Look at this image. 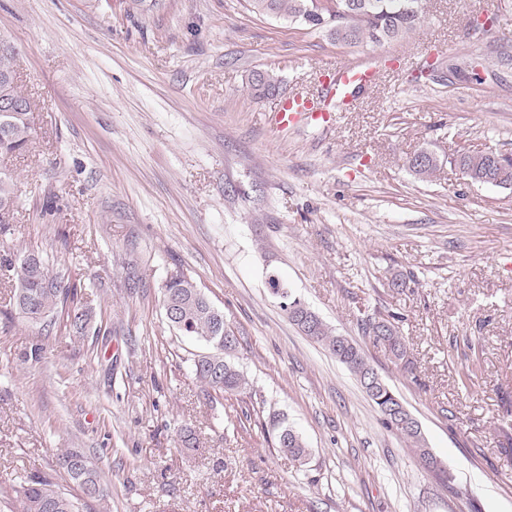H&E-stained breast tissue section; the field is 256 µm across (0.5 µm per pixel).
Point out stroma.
<instances>
[{
    "label": "stroma",
    "mask_w": 512,
    "mask_h": 512,
    "mask_svg": "<svg viewBox=\"0 0 512 512\" xmlns=\"http://www.w3.org/2000/svg\"><path fill=\"white\" fill-rule=\"evenodd\" d=\"M425 10L404 39L350 48L244 0H0L34 108L27 149L0 159L16 196L0 245L42 253L95 313L83 337L41 331L0 263V512L66 448L108 483L84 512H512V189L450 163L512 152V0ZM368 57L388 72L330 130L272 132L281 97ZM457 60L471 70L449 73ZM256 70L277 95H254ZM423 150L438 159L426 180L406 165ZM176 273L238 336L246 392L204 394V344L164 315ZM273 274L361 343L452 482L289 320ZM392 314L409 371L362 333ZM275 418L306 464L278 452ZM281 79L269 71H253L250 85L258 95L269 96L278 93Z\"/></svg>",
    "instance_id": "35a3bbf8"
}]
</instances>
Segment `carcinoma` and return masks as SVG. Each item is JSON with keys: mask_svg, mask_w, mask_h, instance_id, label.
<instances>
[{"mask_svg": "<svg viewBox=\"0 0 512 512\" xmlns=\"http://www.w3.org/2000/svg\"><path fill=\"white\" fill-rule=\"evenodd\" d=\"M246 9L261 17L285 19L292 23L323 32L334 41L349 47H360L367 42L380 43L402 38L416 30L425 21L424 0H341L344 10L334 12L323 20L315 13V0H244ZM16 50L0 42V100L19 99L26 111L18 112L11 122H0V157L22 151L32 134V103L16 84L4 80L7 73L15 71ZM281 79L269 71H254L250 85L263 96L278 93ZM425 159L415 155L408 159L409 170L426 179L438 168L435 156L423 152ZM461 167L463 175L480 184H490L499 173L512 176V155L490 151L466 156ZM13 196L3 177L0 176V236L9 232L4 215L12 211ZM8 264H17L16 283L13 289V306L16 312L31 324L47 327L61 310H66L64 327L68 332L82 335L91 323L89 311L77 306L66 307L71 289L49 269L43 256L31 251L18 261L1 257ZM164 303L180 305V318L169 325L186 336H192L207 344L210 352L200 354L193 361L196 378L204 386L218 394H240L247 390L249 382L231 361L237 338L227 341L217 332L218 313L205 300V294L197 284L183 274L168 278L163 286ZM362 331L376 347H382L397 365H410L407 344L398 326L390 320L369 318ZM303 332L307 337L323 345L336 359L354 374L363 391L382 416L383 425L404 439L415 451L423 467L434 473L442 482L452 481V475L442 467L427 448L417 420L409 410L392 411L391 400H378L372 390L371 378L377 372L370 363L366 351L354 340L341 338L316 314H311V325ZM278 451L303 465L309 449L302 437L279 422L274 427ZM69 464L55 476L33 475L21 487L20 512H82L80 498L63 491L60 481L75 485L89 499L105 496L104 476L95 468L82 451L67 449L58 456V466Z\"/></svg>", "mask_w": 512, "mask_h": 512, "instance_id": "cac0c4a2", "label": "carcinoma"}]
</instances>
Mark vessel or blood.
I'll return each mask as SVG.
<instances>
[{
	"mask_svg": "<svg viewBox=\"0 0 512 512\" xmlns=\"http://www.w3.org/2000/svg\"><path fill=\"white\" fill-rule=\"evenodd\" d=\"M378 73L377 66L366 59L325 67L319 97L291 92L272 115L276 131H287L302 121L323 129L331 127L335 117L326 108V101L351 102L354 95L365 92L376 82Z\"/></svg>",
	"mask_w": 512,
	"mask_h": 512,
	"instance_id": "vessel-or-blood-1",
	"label": "vessel or blood"
}]
</instances>
